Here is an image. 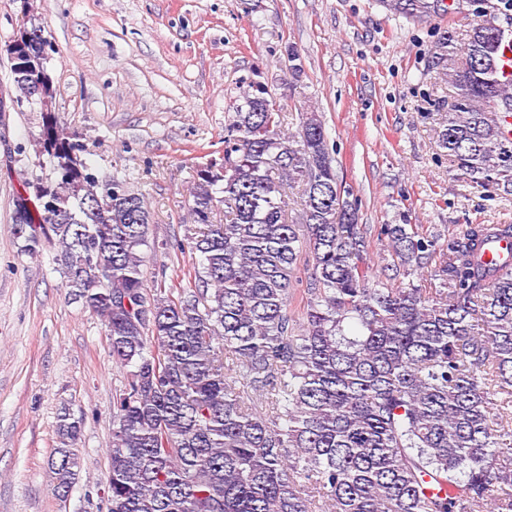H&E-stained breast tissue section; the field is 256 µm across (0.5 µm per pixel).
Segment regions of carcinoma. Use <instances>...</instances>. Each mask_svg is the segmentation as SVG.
<instances>
[{
  "mask_svg": "<svg viewBox=\"0 0 512 512\" xmlns=\"http://www.w3.org/2000/svg\"><path fill=\"white\" fill-rule=\"evenodd\" d=\"M416 24L446 0H378ZM478 0L462 33L438 38L433 65L448 87L438 132L456 175L512 192V78L505 28ZM44 36L24 68L11 62L16 103L47 70ZM53 206L14 232L23 251L55 243L64 287L105 326L124 385L112 401L107 492L112 512H512V265L484 258L512 224H467L442 239L383 224L391 262L375 274L358 199L339 179L322 116L284 130L260 82L224 133L222 162L196 169L180 250L200 256L184 287L149 286L145 201L101 183L53 112L36 139ZM56 178H51V175ZM300 209L285 213V187ZM224 205V220L216 218ZM431 269L429 288L400 277ZM306 283L302 309L294 287ZM357 326L346 332L345 323ZM82 421L59 419L49 456L56 493L80 466Z\"/></svg>",
  "mask_w": 512,
  "mask_h": 512,
  "instance_id": "1",
  "label": "carcinoma"
}]
</instances>
